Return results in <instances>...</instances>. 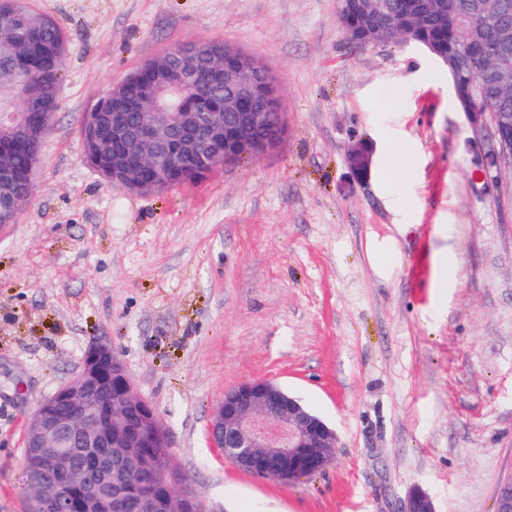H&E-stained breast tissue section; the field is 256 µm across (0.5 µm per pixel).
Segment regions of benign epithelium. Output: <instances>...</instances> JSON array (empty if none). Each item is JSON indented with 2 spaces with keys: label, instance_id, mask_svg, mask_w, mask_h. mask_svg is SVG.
Segmentation results:
<instances>
[{
  "label": "benign epithelium",
  "instance_id": "1",
  "mask_svg": "<svg viewBox=\"0 0 512 512\" xmlns=\"http://www.w3.org/2000/svg\"><path fill=\"white\" fill-rule=\"evenodd\" d=\"M341 12L363 13L368 28L343 26L355 43L379 28L385 5L368 7L362 0ZM474 29L493 31L494 45L464 39L448 52L419 44L414 37L401 42L418 46L448 69L453 96L475 131L489 130L483 175L502 166L501 148L512 147V113L499 112V96L512 92V17L493 2L470 17ZM246 55L222 42L183 44L151 59L129 78L138 90L136 119L114 109L106 94L84 113L80 127L89 131L103 151L87 161L103 174L112 171V184L150 193L177 183L184 175L207 176L218 167L257 159L275 150L286 131L276 81L259 63L244 65ZM56 103L33 100L27 109L1 112L0 127L26 132L24 142H0V220L16 221L28 200L23 187L34 184L43 139ZM30 156L17 168L11 157L18 148ZM348 162L364 175L370 151L359 143ZM210 435L224 457L241 469L281 484H292L323 471L336 448V433L301 400L269 380L244 383L224 392L210 425ZM170 436L155 408L135 390L124 363L112 345L96 341L85 353L73 378L33 409L25 437L26 454L43 475L29 512H169L168 500L144 494L132 500L125 477L162 483L182 512H198L200 499L173 469L148 461L135 466L128 448H149ZM496 512H512V477L499 483ZM401 512H435L421 488L409 491Z\"/></svg>",
  "mask_w": 512,
  "mask_h": 512
}]
</instances>
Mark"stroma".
<instances>
[{
    "mask_svg": "<svg viewBox=\"0 0 512 512\" xmlns=\"http://www.w3.org/2000/svg\"><path fill=\"white\" fill-rule=\"evenodd\" d=\"M67 35L32 197L0 226V512H28L27 419L109 342L167 428L208 512H492L512 476V172L483 178L482 134L448 71L401 44L361 47L338 0H32ZM258 57L285 113L280 146L151 193L85 161L81 116L174 45ZM396 132L416 158L375 188ZM371 149L365 177L347 163ZM451 247L459 277L432 286ZM270 379L336 432L322 472L283 485L226 460L224 392ZM400 512H435L431 497L421 488L409 491Z\"/></svg>",
    "mask_w": 512,
    "mask_h": 512,
    "instance_id": "1",
    "label": "stroma"
}]
</instances>
